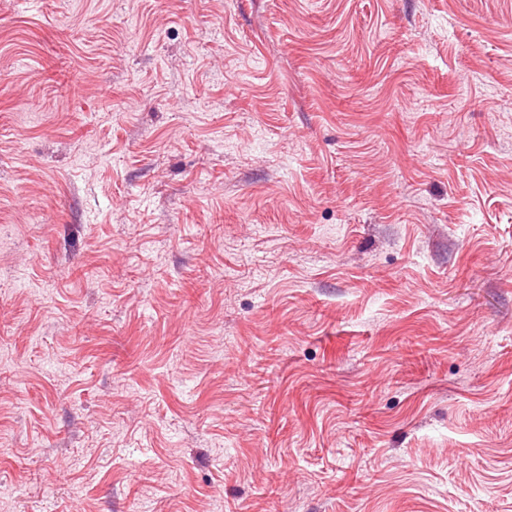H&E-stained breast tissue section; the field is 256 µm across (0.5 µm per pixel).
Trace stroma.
Wrapping results in <instances>:
<instances>
[{
	"mask_svg": "<svg viewBox=\"0 0 512 512\" xmlns=\"http://www.w3.org/2000/svg\"><path fill=\"white\" fill-rule=\"evenodd\" d=\"M0 512H512V0H0Z\"/></svg>",
	"mask_w": 512,
	"mask_h": 512,
	"instance_id": "obj_1",
	"label": "stroma"
}]
</instances>
